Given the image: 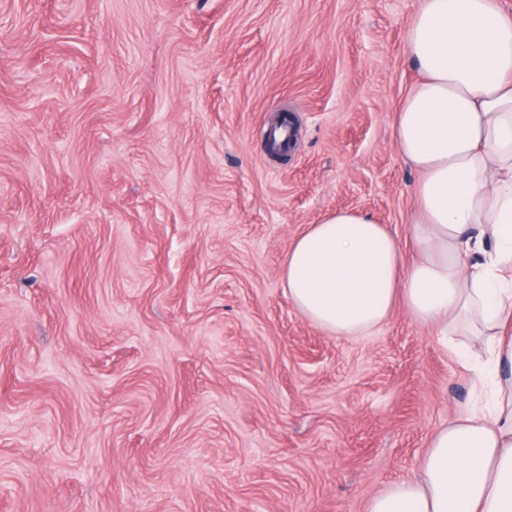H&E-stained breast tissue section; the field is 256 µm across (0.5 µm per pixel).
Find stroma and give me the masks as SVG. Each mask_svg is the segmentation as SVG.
<instances>
[{
	"label": "stroma",
	"instance_id": "stroma-1",
	"mask_svg": "<svg viewBox=\"0 0 512 512\" xmlns=\"http://www.w3.org/2000/svg\"><path fill=\"white\" fill-rule=\"evenodd\" d=\"M420 0H0V512H367L476 376L310 323L308 225L398 236ZM294 114L287 157L273 116Z\"/></svg>",
	"mask_w": 512,
	"mask_h": 512
}]
</instances>
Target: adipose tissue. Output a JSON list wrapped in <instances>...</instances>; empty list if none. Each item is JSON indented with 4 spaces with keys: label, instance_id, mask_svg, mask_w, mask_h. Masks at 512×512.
Masks as SVG:
<instances>
[{
    "label": "adipose tissue",
    "instance_id": "1",
    "mask_svg": "<svg viewBox=\"0 0 512 512\" xmlns=\"http://www.w3.org/2000/svg\"><path fill=\"white\" fill-rule=\"evenodd\" d=\"M420 80L393 136L418 180L412 253L388 225L339 209L288 250L294 306L344 338L396 306L461 337L476 397L435 431L418 476L368 512H512V16L499 0H421L406 39Z\"/></svg>",
    "mask_w": 512,
    "mask_h": 512
}]
</instances>
